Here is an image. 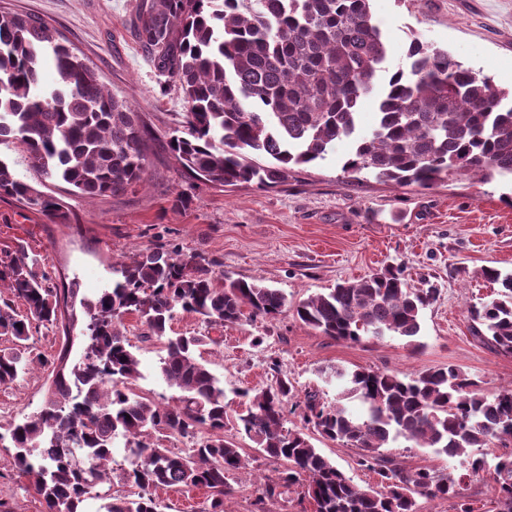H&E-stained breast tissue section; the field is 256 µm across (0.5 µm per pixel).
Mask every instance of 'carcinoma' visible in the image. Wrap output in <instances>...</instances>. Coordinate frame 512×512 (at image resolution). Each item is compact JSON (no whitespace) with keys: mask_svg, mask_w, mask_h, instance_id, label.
<instances>
[{"mask_svg":"<svg viewBox=\"0 0 512 512\" xmlns=\"http://www.w3.org/2000/svg\"><path fill=\"white\" fill-rule=\"evenodd\" d=\"M135 35L154 69L174 80L187 112L181 134L165 145L181 169L216 187L276 188L301 167L326 160L336 143L352 150L346 178L369 172L396 186L430 189L454 175L512 177V89L465 66L446 50L414 37L406 64L393 65L371 0H148ZM58 75L47 90L46 60ZM380 88L375 122L358 128L362 101ZM159 137L118 99L101 74L66 45L49 23L0 11V145L17 151L41 178L62 181L86 197L123 195L145 181ZM0 198L32 209L53 224L70 221L61 199L18 177L0 158ZM25 252L0 256V287L27 314L0 305V387L34 368L51 380L42 406L0 430L4 460L26 480L45 512H84L101 500L104 512H161L159 488L203 489L200 512H224L227 474L242 467L240 448L224 438L229 403L224 385L201 356L210 336H167L177 311L211 325L245 316L274 319L287 295L260 282L219 286L209 264L162 247L112 266V287L95 299L76 288H50ZM489 300L469 309L473 337L512 355V272L493 267ZM433 284L412 288L404 270L387 267L345 280L293 305L303 325L336 341L401 336L415 342L422 313L439 298ZM134 314L165 339L157 371L178 395L166 402L133 391L141 361L120 329ZM57 328L59 351L36 352L31 321ZM80 343L79 358L72 357ZM275 382L244 391L237 426L284 468L262 497L290 492L316 512H422L416 497L460 500L465 479L487 467L473 449L512 447V384L486 395L448 364L405 378L371 368L323 370L345 386L336 403L319 390L297 399L296 387L273 364ZM355 398L362 413L341 400ZM301 410L321 437L359 449L358 466L381 477L380 489L360 488L300 429H284L286 407ZM209 436L194 448L164 444L171 435ZM125 441L126 466L115 469L114 444ZM460 459L459 476L407 469L384 453L399 440ZM497 512H512V452L493 467ZM130 488L112 494L114 478Z\"/></svg>","mask_w":512,"mask_h":512,"instance_id":"carcinoma-1","label":"carcinoma"}]
</instances>
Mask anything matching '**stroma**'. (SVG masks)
Returning a JSON list of instances; mask_svg holds the SVG:
<instances>
[{"label":"stroma","mask_w":512,"mask_h":512,"mask_svg":"<svg viewBox=\"0 0 512 512\" xmlns=\"http://www.w3.org/2000/svg\"><path fill=\"white\" fill-rule=\"evenodd\" d=\"M140 0H0V11L42 18L63 40L101 72L112 92L139 112L161 137L181 130L186 104L176 83L160 88V78L134 37ZM375 20L387 34L393 63L419 37L447 49L466 65L512 89V0H371ZM350 146L337 144L316 166L274 188H216L185 174L163 147L148 157L145 182L115 197L70 194L66 184L39 180L17 152L0 150L24 180L62 198L70 221L53 224L41 214L0 199V254L22 249L35 256V270L51 284H77L94 297L112 282L113 265L158 246L179 247L185 255L210 261L218 279L257 281L283 290L289 301L364 277L385 265L402 267L411 285L429 279L440 290L423 316L420 347L389 336L383 340L337 341L307 328L292 313L274 320H242L212 326L177 313L170 335L214 336L220 345L202 351L225 389H253L274 381L280 365L299 391L318 389L335 401L336 384L325 382L328 367H359L410 377L452 364L491 394L512 383V356L491 351L474 339L469 308L494 291L481 271H512V180L452 176L430 189L398 187L361 175L347 182L341 172ZM185 194L191 202L175 208ZM123 331L141 360V396L164 402L172 389L155 374L162 345L147 338L136 316ZM49 384L45 371L20 375L0 387V423L21 419L42 404ZM226 439L242 450V468L232 472L224 512H313L309 501L260 502L265 484L276 480L282 463L273 461L234 425ZM352 482L379 488L381 478L359 467L358 451L313 436ZM390 456L407 468L461 473L458 460L430 448L394 444Z\"/></svg>","instance_id":"1"}]
</instances>
